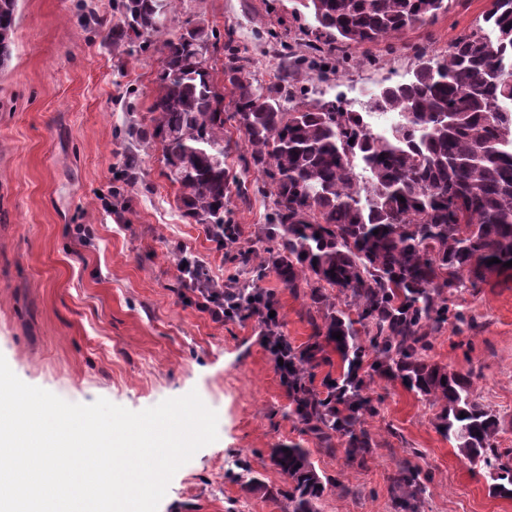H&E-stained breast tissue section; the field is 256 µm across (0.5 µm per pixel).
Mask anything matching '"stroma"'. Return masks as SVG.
<instances>
[{
    "label": "stroma",
    "mask_w": 512,
    "mask_h": 512,
    "mask_svg": "<svg viewBox=\"0 0 512 512\" xmlns=\"http://www.w3.org/2000/svg\"><path fill=\"white\" fill-rule=\"evenodd\" d=\"M296 0H186L220 36H232L260 79L281 63L272 32H287L298 96L360 108L381 85L412 78L421 55L447 53L474 27L487 0H454L425 26L343 59H310ZM111 0H20L15 45L0 66V355L25 383L77 404L104 398L132 411L197 392L218 414V439L173 476L158 512H281L268 496L282 486L271 449L298 442L330 477L322 512H512L493 495L483 467L437 428L440 402L399 380L374 378L377 408L363 427L374 441L366 465L317 450L288 413V398L258 319L211 322L186 302L181 257L202 261L213 281L238 276L227 249L188 220L163 176L160 151L128 129L144 128L156 93L157 52L122 53L104 41L89 12ZM135 183L121 174L128 160ZM227 220L255 230L269 200L255 172ZM283 331L307 342L306 300L274 272ZM466 320L432 339V362L469 375L475 395L500 419L496 445L512 455V279L494 277L459 294ZM247 463L264 488L235 482ZM424 490L397 487L401 466Z\"/></svg>",
    "instance_id": "35a3bbf8"
}]
</instances>
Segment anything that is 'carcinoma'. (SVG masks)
<instances>
[{
    "label": "carcinoma",
    "mask_w": 512,
    "mask_h": 512,
    "mask_svg": "<svg viewBox=\"0 0 512 512\" xmlns=\"http://www.w3.org/2000/svg\"><path fill=\"white\" fill-rule=\"evenodd\" d=\"M182 2L112 0V19L94 21L114 50L161 53L150 124L138 134L161 146L179 208L218 244L241 238L224 216L246 191L225 163L226 123L244 135L241 167L262 179L270 213L258 230L264 249L237 250L251 274L236 286L240 314H254L258 301L276 307L257 285L268 270L311 301V335L298 346L278 317L261 316L288 357L290 414L319 448L334 453L339 445L362 466L373 444L361 417L377 413L367 381L392 377L418 396H441L440 432L483 464L493 493L511 497L512 465L495 446L497 415L468 376L432 362L429 351L449 319L465 322L453 295L512 277V0H491L448 55L420 59L413 78L380 86L360 111L295 101L286 62L268 81L237 52L216 69L224 46L205 20L189 15L168 36ZM299 3L314 21V52L378 43L448 10L446 0ZM18 8L19 0H0V64L11 56ZM376 112L398 120L377 133L365 121ZM492 258L499 262L488 264ZM270 456L284 479L277 494L285 512H320L331 478L318 473L310 449L292 442Z\"/></svg>",
    "instance_id": "carcinoma-1"
}]
</instances>
